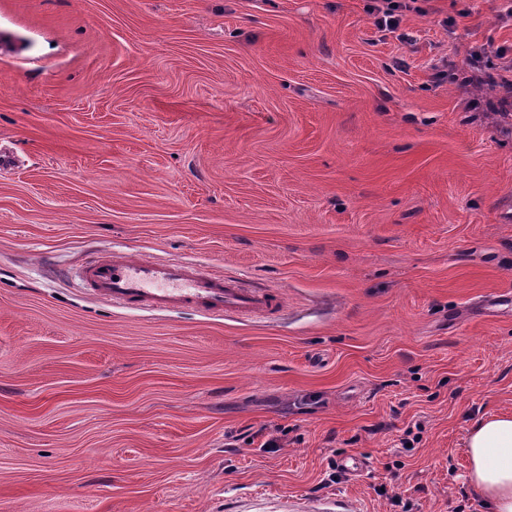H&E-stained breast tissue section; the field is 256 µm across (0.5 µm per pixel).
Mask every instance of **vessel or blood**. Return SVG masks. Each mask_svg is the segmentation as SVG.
Returning a JSON list of instances; mask_svg holds the SVG:
<instances>
[{
	"label": "vessel or blood",
	"mask_w": 512,
	"mask_h": 512,
	"mask_svg": "<svg viewBox=\"0 0 512 512\" xmlns=\"http://www.w3.org/2000/svg\"><path fill=\"white\" fill-rule=\"evenodd\" d=\"M82 279L106 300L150 311L256 316L280 306L269 291L244 288L201 266L172 260L101 257L84 267Z\"/></svg>",
	"instance_id": "obj_1"
}]
</instances>
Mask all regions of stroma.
<instances>
[{"mask_svg":"<svg viewBox=\"0 0 512 512\" xmlns=\"http://www.w3.org/2000/svg\"><path fill=\"white\" fill-rule=\"evenodd\" d=\"M417 5L394 34L367 0H0V512H489L512 97L448 72L512 25ZM110 254L284 306L125 309L79 277Z\"/></svg>","mask_w":512,"mask_h":512,"instance_id":"35a3bbf8","label":"stroma"}]
</instances>
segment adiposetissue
<instances>
[{
	"instance_id": "ef3b65f1",
	"label": "adipose tissue",
	"mask_w": 512,
	"mask_h": 512,
	"mask_svg": "<svg viewBox=\"0 0 512 512\" xmlns=\"http://www.w3.org/2000/svg\"><path fill=\"white\" fill-rule=\"evenodd\" d=\"M469 483L492 512H512V412L480 418L469 429Z\"/></svg>"
}]
</instances>
